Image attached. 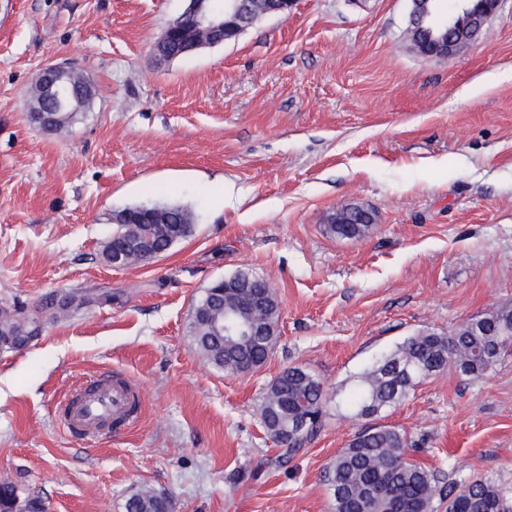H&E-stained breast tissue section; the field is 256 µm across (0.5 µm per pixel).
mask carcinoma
Wrapping results in <instances>:
<instances>
[{
    "instance_id": "1",
    "label": "carcinoma",
    "mask_w": 512,
    "mask_h": 512,
    "mask_svg": "<svg viewBox=\"0 0 512 512\" xmlns=\"http://www.w3.org/2000/svg\"><path fill=\"white\" fill-rule=\"evenodd\" d=\"M171 224H158L153 237L176 240L189 236L188 210L182 206L159 205ZM368 224H328L326 229L338 238H360ZM244 288H232L224 304L204 292L197 301L189 334L208 362L224 373L248 372L267 360L274 337L252 336L240 340L217 336L209 327L211 315L222 306L241 307ZM46 308L37 302L26 315L0 309V338L5 332L19 331L42 320ZM512 308L489 310L481 321L440 334L423 330L408 337L397 349L355 377L346 390L332 397L310 371L290 367L267 387L261 403V421L273 442L282 447V457L300 450L304 438L320 425L326 404L336 401L356 417H369L398 403L422 379L452 369L467 379L484 376L492 365L512 351ZM409 443L393 427H368L355 434L346 448L329 462L333 512H434L435 501H447L446 512H512V491L490 477L476 476L468 481L448 480L439 485L434 472L408 457ZM30 506L33 500L23 495L13 482L0 483V505L14 507L16 501ZM126 512H174L173 498L167 493L140 491L126 501Z\"/></svg>"
}]
</instances>
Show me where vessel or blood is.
Masks as SVG:
<instances>
[{
    "instance_id": "obj_1",
    "label": "vessel or blood",
    "mask_w": 512,
    "mask_h": 512,
    "mask_svg": "<svg viewBox=\"0 0 512 512\" xmlns=\"http://www.w3.org/2000/svg\"><path fill=\"white\" fill-rule=\"evenodd\" d=\"M135 383L129 377L104 373L73 388L62 406V421L75 435L97 437L102 426L120 433L133 425L139 408Z\"/></svg>"
}]
</instances>
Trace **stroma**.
<instances>
[{"label":"stroma","instance_id":"35a3bbf8","mask_svg":"<svg viewBox=\"0 0 512 512\" xmlns=\"http://www.w3.org/2000/svg\"><path fill=\"white\" fill-rule=\"evenodd\" d=\"M187 5L0 0V309L98 299L0 349V482L46 512H125L141 488L175 512H332L329 461L389 425L439 477L512 486V353L370 418L328 405L285 463L259 415L289 367L332 391L419 331L512 305V0L448 59L413 46L411 0H296L157 64ZM66 62L93 104L38 131L36 74ZM145 203L185 206L192 235L158 261L105 264L113 213ZM348 204L373 210L365 237L326 233ZM239 272L270 283L280 317L263 366L230 376L188 325L205 289ZM105 370L136 380L143 415L84 441L59 427V404Z\"/></svg>","mask_w":512,"mask_h":512}]
</instances>
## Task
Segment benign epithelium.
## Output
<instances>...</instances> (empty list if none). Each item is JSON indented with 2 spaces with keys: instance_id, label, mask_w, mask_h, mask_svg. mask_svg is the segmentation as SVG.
I'll return each mask as SVG.
<instances>
[{
  "instance_id": "obj_1",
  "label": "benign epithelium",
  "mask_w": 512,
  "mask_h": 512,
  "mask_svg": "<svg viewBox=\"0 0 512 512\" xmlns=\"http://www.w3.org/2000/svg\"><path fill=\"white\" fill-rule=\"evenodd\" d=\"M207 0H189L193 26L181 23L168 25L153 47L158 63L166 59L165 43L171 39H194L202 43L219 44L237 38L257 17L253 0H223L224 11L215 13L206 7ZM439 0H412V42L427 57L450 58L475 40L488 19L496 12L501 0H456L455 12L443 14ZM91 83L72 67L61 63L47 65L37 74L35 94L30 111L54 112L63 116L80 109L84 93ZM373 213L359 205H347L327 218L329 224H372Z\"/></svg>"
}]
</instances>
